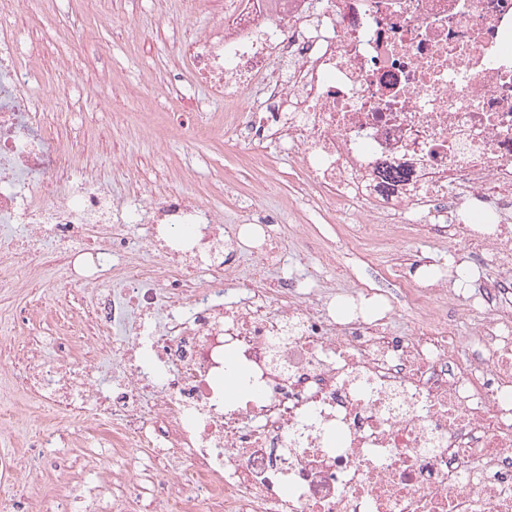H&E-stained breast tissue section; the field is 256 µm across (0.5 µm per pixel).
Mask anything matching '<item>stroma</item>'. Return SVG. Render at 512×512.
<instances>
[{
    "mask_svg": "<svg viewBox=\"0 0 512 512\" xmlns=\"http://www.w3.org/2000/svg\"><path fill=\"white\" fill-rule=\"evenodd\" d=\"M182 7L183 0H81L74 10L64 0H52L37 13L23 2L16 7L15 33L34 60L38 84L48 91L44 105L54 124L53 135L69 146L94 145L91 152L71 157L70 180L103 174L113 155L121 154L129 165L112 174V184L122 195L146 198L154 190L182 191L203 203L223 207L228 226L260 203L283 210L282 236H291L295 225L304 224L312 234L339 240L345 215L323 211L312 203L311 180L291 156L273 152L268 169L260 173L243 165L240 149L224 137L223 104L210 108L216 122L206 139L189 142L177 126V115L191 111L198 98L197 92H180L170 85L173 75L187 67L179 46L190 34L172 26ZM77 29L83 30L88 42L82 53L73 57L69 49ZM107 71L114 77L109 87L100 82ZM143 71L149 78L140 91L154 106L148 118L154 129L150 136L137 126L112 123L113 113L125 108V79L136 78ZM60 82L69 85V95L51 96V88ZM420 255L448 272L466 257L457 242L433 239L423 227L394 247L370 243L356 251L337 250L335 264L325 267L314 256L292 248L270 279L298 277L313 288L325 282L341 288L359 279L375 288L382 276L408 267ZM55 258L50 247H43L45 278L18 293L8 289L7 283L20 277V270L0 266V281L6 284L0 290V317L6 319L0 327V340L15 347L14 352L0 355V364L10 365L34 352L53 356L64 324L85 314L86 302L80 293L69 294L62 288L63 273L55 266ZM0 394L15 401L24 418L23 425L10 436H0V458L20 461V477L28 482L32 499L66 500L81 494L92 502L94 512H113L112 495L104 490L112 481L113 470L132 467L152 472L148 450L128 457L115 454L110 438L88 430L86 420L50 418L30 408L15 392L8 375H0ZM39 430L57 433L52 447L36 444L34 434Z\"/></svg>",
    "mask_w": 512,
    "mask_h": 512,
    "instance_id": "obj_1",
    "label": "stroma"
}]
</instances>
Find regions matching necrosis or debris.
Wrapping results in <instances>:
<instances>
[{"label":"necrosis or debris","instance_id":"necrosis-or-debris-1","mask_svg":"<svg viewBox=\"0 0 512 512\" xmlns=\"http://www.w3.org/2000/svg\"><path fill=\"white\" fill-rule=\"evenodd\" d=\"M15 4L0 0V223L27 227L15 267L57 247L113 354L77 360L74 326L55 360L15 366L22 393L113 447L153 449L165 512H512V0H224L204 27L185 0L177 20L193 31L194 137L205 106L252 92L226 137L257 169L287 152L323 210L362 213L349 242L425 224L502 269L467 290L462 355L446 276L419 287L432 304L402 334L396 299L362 283L315 303L300 282L268 287L278 212L228 229L185 193L145 205L62 179ZM228 247L260 268L241 278Z\"/></svg>","mask_w":512,"mask_h":512}]
</instances>
